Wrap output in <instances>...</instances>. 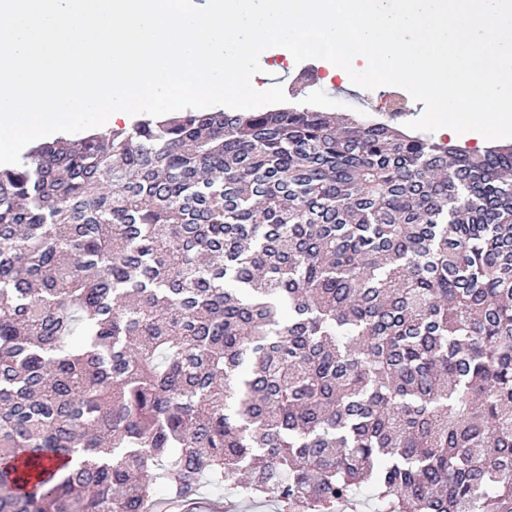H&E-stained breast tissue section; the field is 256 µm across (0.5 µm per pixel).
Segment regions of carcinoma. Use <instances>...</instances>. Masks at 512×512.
Listing matches in <instances>:
<instances>
[{
    "label": "carcinoma",
    "instance_id": "cac0c4a2",
    "mask_svg": "<svg viewBox=\"0 0 512 512\" xmlns=\"http://www.w3.org/2000/svg\"><path fill=\"white\" fill-rule=\"evenodd\" d=\"M512 512V144L311 105L0 168V512ZM198 512H288L283 503L267 501L261 503L246 502L236 495L224 491V487H205L197 500ZM208 510V511H202Z\"/></svg>",
    "mask_w": 512,
    "mask_h": 512
}]
</instances>
